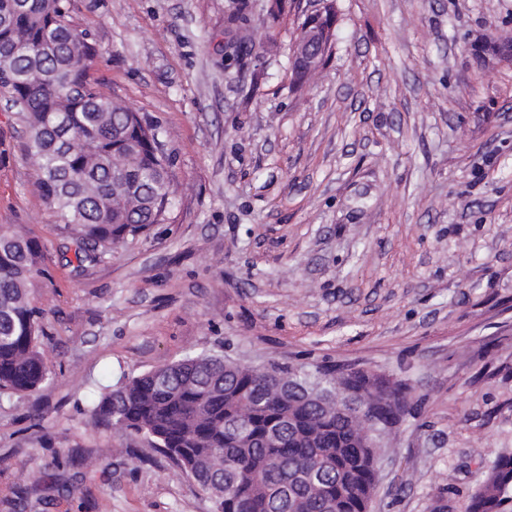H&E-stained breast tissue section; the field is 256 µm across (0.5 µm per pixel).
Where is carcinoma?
<instances>
[{
    "label": "carcinoma",
    "mask_w": 512,
    "mask_h": 512,
    "mask_svg": "<svg viewBox=\"0 0 512 512\" xmlns=\"http://www.w3.org/2000/svg\"><path fill=\"white\" fill-rule=\"evenodd\" d=\"M334 2L303 25L332 29ZM96 47L68 19L67 0H0V93L20 107L38 190L95 264L128 239L165 222L175 192L170 156L155 153L158 125L99 91L90 76ZM40 244L0 227V393L40 388L41 311L27 284ZM342 395L384 417L411 410L408 389L343 369ZM310 377L272 364L254 368L216 355L185 357L120 383L93 413L146 439L214 494L217 512H368L380 448L347 415L288 387ZM512 502V456L500 458L468 512Z\"/></svg>",
    "instance_id": "cac0c4a2"
}]
</instances>
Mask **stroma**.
I'll list each match as a JSON object with an SVG mask.
<instances>
[{"mask_svg":"<svg viewBox=\"0 0 512 512\" xmlns=\"http://www.w3.org/2000/svg\"><path fill=\"white\" fill-rule=\"evenodd\" d=\"M98 89L157 123L165 223L64 257L22 115L0 96V226L49 379L0 397V512H216L159 449L103 424L105 389L189 354L340 364L414 406L369 512H465L512 456V0H336L328 62L291 79L318 0H68Z\"/></svg>","mask_w":512,"mask_h":512,"instance_id":"stroma-1","label":"stroma"}]
</instances>
